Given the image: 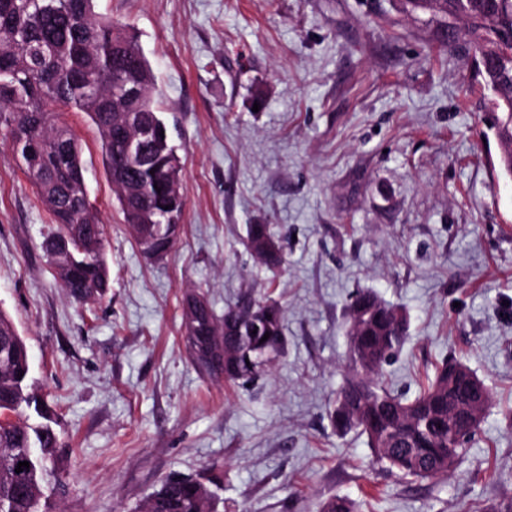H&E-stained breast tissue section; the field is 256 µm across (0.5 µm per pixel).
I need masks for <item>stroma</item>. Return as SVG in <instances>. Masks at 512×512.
Here are the masks:
<instances>
[{
  "label": "stroma",
  "mask_w": 512,
  "mask_h": 512,
  "mask_svg": "<svg viewBox=\"0 0 512 512\" xmlns=\"http://www.w3.org/2000/svg\"><path fill=\"white\" fill-rule=\"evenodd\" d=\"M130 23L175 120L186 206L177 242L148 259L129 234L90 119L82 143L111 287L79 302L55 276L54 229L0 132V310L55 421L48 512H136L167 476L217 472L222 512H507L512 507V180L474 76L464 22L400 0H95ZM270 225L277 271L242 239ZM255 285L284 308L287 346L266 375L197 372L182 303L223 317ZM409 316L384 370L414 398L454 358L492 404L454 471L404 479L327 414L346 374L351 295Z\"/></svg>",
  "instance_id": "1"
}]
</instances>
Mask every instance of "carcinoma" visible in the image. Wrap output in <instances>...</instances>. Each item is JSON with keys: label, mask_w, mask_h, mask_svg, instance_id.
<instances>
[{"label": "carcinoma", "mask_w": 512, "mask_h": 512, "mask_svg": "<svg viewBox=\"0 0 512 512\" xmlns=\"http://www.w3.org/2000/svg\"><path fill=\"white\" fill-rule=\"evenodd\" d=\"M408 12H429L466 22L474 52L484 60L477 74L492 92L488 107L497 113L501 171L512 167V0H402ZM57 106L82 112L91 120L125 223L141 244L162 237L172 248L181 226L185 200L179 171L171 165L174 147L141 143L127 150L135 126L165 122L153 70L133 27L95 12L94 0H0V126L36 188L38 199L57 226L46 242L54 254L61 238L91 241L75 248L66 261L53 260L69 295H104L110 288L102 229L93 207L73 200L84 175L81 145L54 113ZM245 246L263 266L276 269L283 249L267 224H250ZM186 297L182 320L185 340L210 336L217 319L209 304ZM225 345L235 354L224 358V381L249 383L266 370L265 361L282 356L283 308L271 298L243 294L224 310ZM267 340H262L264 335ZM408 317L371 290L355 292L348 307L347 372L329 410L341 432L357 431L375 459L402 476L438 479L456 466L468 436L483 417H471L475 403L487 409L491 395L462 362L449 359L411 400L385 386L382 376L405 343ZM0 415L14 422L0 425V512H45V490L56 460L52 418L32 389V365L23 339L10 317L0 311ZM26 448H37L32 457ZM29 467L15 472L18 463ZM211 473L160 487L139 512H218ZM319 512H356L346 497L324 501Z\"/></svg>", "instance_id": "1"}]
</instances>
